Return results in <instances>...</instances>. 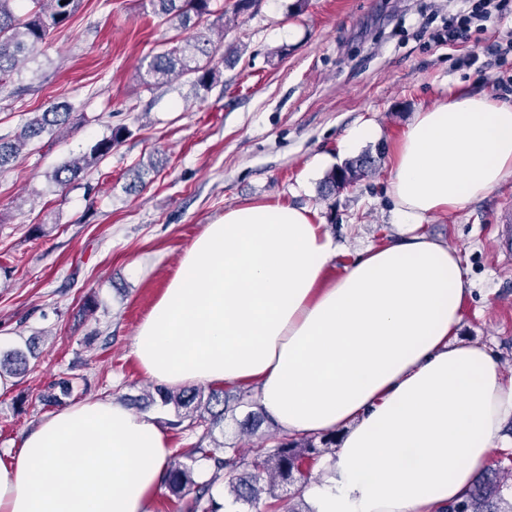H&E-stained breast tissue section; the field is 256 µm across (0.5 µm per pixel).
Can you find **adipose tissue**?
<instances>
[{
    "label": "adipose tissue",
    "mask_w": 512,
    "mask_h": 512,
    "mask_svg": "<svg viewBox=\"0 0 512 512\" xmlns=\"http://www.w3.org/2000/svg\"><path fill=\"white\" fill-rule=\"evenodd\" d=\"M512 175V105L456 95L417 113L389 185L399 227L331 284L340 251L304 207L245 203L205 225L132 353L157 385L256 387L289 435L343 430L313 512H437L470 486L512 417V378L454 336L473 292L423 220ZM167 433L123 403L50 414L0 458V512H146Z\"/></svg>",
    "instance_id": "1"
}]
</instances>
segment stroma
I'll use <instances>...</instances> for the list:
<instances>
[{
	"mask_svg": "<svg viewBox=\"0 0 512 512\" xmlns=\"http://www.w3.org/2000/svg\"><path fill=\"white\" fill-rule=\"evenodd\" d=\"M255 0L224 28L209 89L190 78L151 87L146 71L172 32L149 0H80L33 62L0 93V135L54 103L73 107L70 133L47 135L0 171V352L33 344L31 371L0 389V456L52 409L42 394L73 384L71 402L140 398L149 381L131 353L139 324L204 226L225 208H309L343 247L325 271L396 231L394 152L417 113L454 95L512 103V67L482 70L434 43L448 0ZM372 138L345 149L354 126ZM124 127L96 167L61 188L50 173ZM377 168L321 197L326 175L363 152ZM145 186L132 194L135 173ZM512 175L484 198L427 217L424 233L457 247L473 283L456 332L487 345L512 375V257L498 247Z\"/></svg>",
	"mask_w": 512,
	"mask_h": 512,
	"instance_id": "35a3bbf8",
	"label": "stroma"
}]
</instances>
